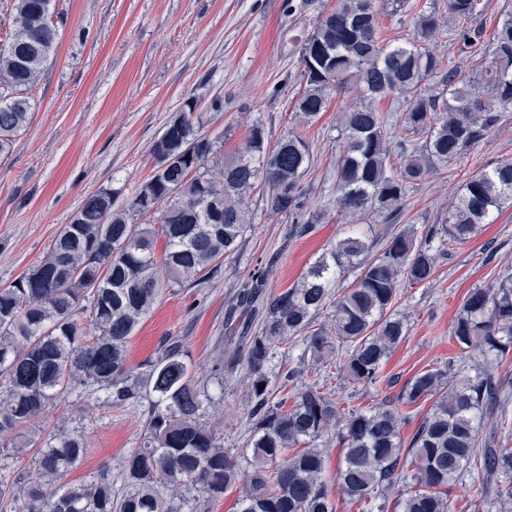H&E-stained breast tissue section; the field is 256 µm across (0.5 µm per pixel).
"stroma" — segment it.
I'll use <instances>...</instances> for the list:
<instances>
[{
	"label": "stroma",
	"instance_id": "stroma-1",
	"mask_svg": "<svg viewBox=\"0 0 512 512\" xmlns=\"http://www.w3.org/2000/svg\"><path fill=\"white\" fill-rule=\"evenodd\" d=\"M336 0H60L59 44L42 81L32 89L31 122L0 156V288L29 272L68 224L88 194L109 189L127 198L148 177L149 148L186 99L204 134L220 137L232 157L254 122L270 141L297 131L312 147L302 178L309 211L326 215L304 237L287 236L288 218L263 210L257 196L248 202L253 226L236 254L203 283L162 291L132 337L129 364L139 369L155 358L163 341L186 340L187 361L207 393L219 400L221 440L244 448L251 405L242 370L216 382L221 363L224 310L254 270L265 269L266 290L294 286L349 229L336 206V159L341 139L337 117L355 90L331 91L320 118L308 126L294 120L302 92L298 56L314 30L320 8ZM444 0H406L400 11L380 13L391 45L413 38L415 16L443 9ZM223 108H215L214 99ZM512 161V112L447 171L432 175L410 192L402 224H434L446 217L461 185L478 172ZM512 271V203L492 223L480 225L467 243L441 259L430 284L401 291L393 307L405 317L408 335L370 387H340L335 367L322 369L340 414L392 399L419 370L446 365L473 367L477 358L461 351L451 325L468 293L496 283ZM140 409L99 404L90 389L74 388L51 404L25 433L32 449L16 455L0 447V482L23 484L35 473L34 451L49 435L80 432L88 452L67 479L77 482L101 472L112 487L124 488L122 461L143 433Z\"/></svg>",
	"mask_w": 512,
	"mask_h": 512
}]
</instances>
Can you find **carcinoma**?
<instances>
[{"mask_svg": "<svg viewBox=\"0 0 512 512\" xmlns=\"http://www.w3.org/2000/svg\"><path fill=\"white\" fill-rule=\"evenodd\" d=\"M58 6L59 0H11L12 29L0 47V154L30 123L28 92L56 50ZM479 8V0H446L452 25L435 10L422 12L413 39L390 47L376 0H337L319 13L301 45L298 122H316L332 89L351 84L359 92L340 117L336 162V206L359 224L399 221L411 189L485 139L512 110V13L485 41L465 25ZM438 32L481 62L474 76H461L432 49ZM428 80L441 91L429 92ZM387 96L407 102L406 111L396 117L378 111L375 102ZM149 154L151 174L131 197L119 202L107 190L88 195L37 264L0 288V444L22 452L15 446L21 430L77 385L94 387L96 400L112 407L145 400L142 441L123 458L125 488L112 490L104 473L63 482L87 454L84 437L72 433L38 449V480L19 489L0 484L1 504L10 512H184L191 491L216 502L240 482V512H336L318 445L333 429L343 451L337 488L350 500L371 501L369 512H449L448 486L473 472L496 484L498 500L512 499V448L480 439L484 420L501 414L507 400L491 367L512 352V273L472 289L451 327L461 351L485 358L474 374L429 367L406 381L396 399L342 418L318 379L338 356L342 384L378 382L407 333L404 320L390 313L400 287L433 281L445 247L467 242L512 202V162L468 180L442 223L411 224L372 257L366 234L352 231L294 287L268 293L265 272L251 276L226 317L232 321L240 307L248 314L225 360L227 369L244 370L252 405V427L238 454L220 442L205 407L210 397L185 361L184 339L169 341L139 372L129 365L128 344L163 289L208 279L237 251L251 226L253 191L265 210L292 220L291 235L311 232L323 216L307 213L301 184L311 145L291 133L272 145L257 121L226 160L201 133L190 100ZM157 211L159 228L135 223ZM351 269L355 280L334 294L336 278ZM290 337L301 343L314 381L288 408L273 401L271 383L277 350ZM427 400L430 412L404 439L402 408ZM400 483L410 491L386 505L380 496Z\"/></svg>", "mask_w": 512, "mask_h": 512, "instance_id": "carcinoma-1", "label": "carcinoma"}]
</instances>
